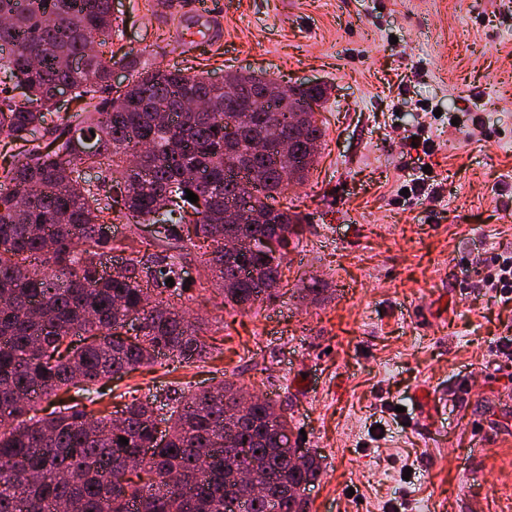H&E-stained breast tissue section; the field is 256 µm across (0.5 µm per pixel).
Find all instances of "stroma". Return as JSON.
I'll use <instances>...</instances> for the list:
<instances>
[{
  "mask_svg": "<svg viewBox=\"0 0 512 512\" xmlns=\"http://www.w3.org/2000/svg\"><path fill=\"white\" fill-rule=\"evenodd\" d=\"M219 41L112 0L116 55L328 89L282 289L247 313L181 299L210 353L112 382V406L232 377L322 457L308 512H512V303L478 287L512 253V0H215ZM483 126L488 139L467 134ZM318 299H300L310 280Z\"/></svg>",
  "mask_w": 512,
  "mask_h": 512,
  "instance_id": "35a3bbf8",
  "label": "stroma"
}]
</instances>
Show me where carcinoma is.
Listing matches in <instances>:
<instances>
[{"label":"carcinoma","instance_id":"carcinoma-1","mask_svg":"<svg viewBox=\"0 0 512 512\" xmlns=\"http://www.w3.org/2000/svg\"><path fill=\"white\" fill-rule=\"evenodd\" d=\"M116 28L112 0H0V512H307L302 492L320 478V456L302 450L296 465L281 450L288 417L267 398L238 407L232 380L172 398L165 439H154L155 395L124 404L120 425L93 408L112 379L161 354L205 353L200 321L170 300L184 286L178 245L133 250L99 274L126 252L109 215L155 225L158 240L209 242L206 283L224 307L249 311L278 295L290 245L262 241L297 234L298 215L270 201L288 188L284 172L305 181L317 157L309 143L325 137L312 116L287 146L252 153L274 121L288 136L298 113L260 99L271 79L250 73L227 72L218 86L202 71L121 59L127 84L114 104L101 96L112 59L86 49L111 43ZM62 86L81 111L51 125ZM292 92L297 108L325 95L319 84ZM200 96L220 111H185ZM142 144L144 176L128 166ZM242 179L264 221L227 225ZM71 386L97 397L35 418ZM129 465L148 485L126 478ZM245 470L268 494L241 496Z\"/></svg>","mask_w":512,"mask_h":512}]
</instances>
